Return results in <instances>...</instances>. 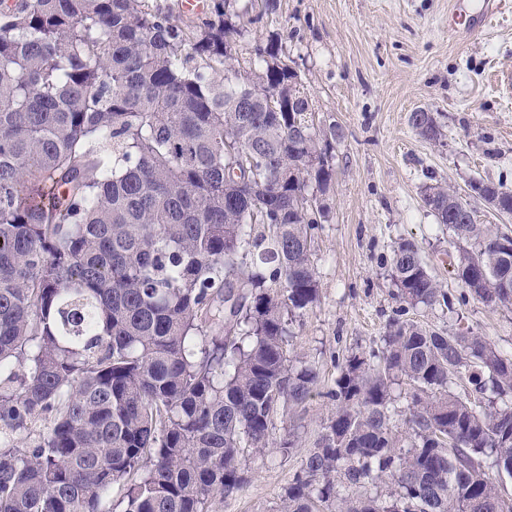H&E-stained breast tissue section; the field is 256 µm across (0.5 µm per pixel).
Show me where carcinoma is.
<instances>
[{
    "label": "carcinoma",
    "instance_id": "carcinoma-1",
    "mask_svg": "<svg viewBox=\"0 0 512 512\" xmlns=\"http://www.w3.org/2000/svg\"><path fill=\"white\" fill-rule=\"evenodd\" d=\"M225 10L211 0L183 27L158 0L0 9V512H102L127 477L124 512H211L248 460L301 447L270 430L319 377L288 346L319 300L336 123L299 131L313 104L280 64L283 35L244 70L248 30ZM409 123L442 136L431 112ZM471 191L512 215L511 189ZM453 197L423 192L464 291L402 240L403 315L512 310V235L449 212ZM337 369L277 512H512V354L397 318ZM42 420L40 440L15 441Z\"/></svg>",
    "mask_w": 512,
    "mask_h": 512
}]
</instances>
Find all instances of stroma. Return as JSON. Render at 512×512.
Segmentation results:
<instances>
[{"label":"stroma","mask_w":512,"mask_h":512,"mask_svg":"<svg viewBox=\"0 0 512 512\" xmlns=\"http://www.w3.org/2000/svg\"><path fill=\"white\" fill-rule=\"evenodd\" d=\"M454 0H280L275 15L251 24L238 48L242 66L255 59L256 42L283 33L288 62L307 86L316 123L336 122L344 137L335 149V183L329 219L312 246L319 273L317 305L295 325L292 345L319 371L313 396L290 416L275 419L273 438L295 431L312 448L333 405L325 396L337 375L336 358L369 349L396 319L400 303L389 276L392 250L415 243L430 273L448 290L461 285L449 265L451 233L424 207L426 186L454 189L476 211V220L512 234L483 200L474 179L512 189V99L495 90L492 75L512 71V13L485 34L462 29L476 17L453 19ZM432 112L442 131L420 137L410 112ZM435 330L485 336L512 353V310L476 300L457 315L416 313ZM301 452L257 460L249 481L213 512H275Z\"/></svg>","instance_id":"obj_1"}]
</instances>
